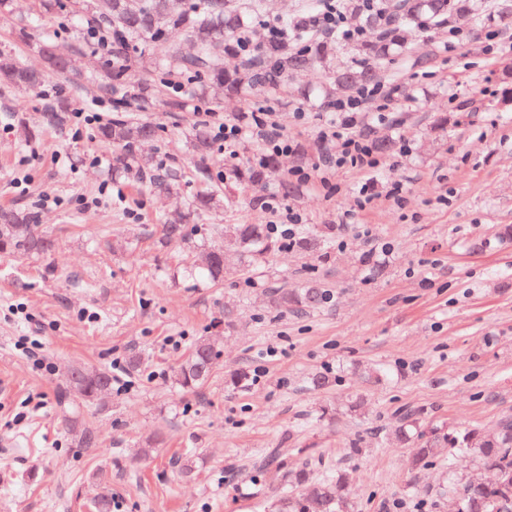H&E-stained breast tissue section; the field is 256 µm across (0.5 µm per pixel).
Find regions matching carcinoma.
<instances>
[{"label": "carcinoma", "mask_w": 512, "mask_h": 512, "mask_svg": "<svg viewBox=\"0 0 512 512\" xmlns=\"http://www.w3.org/2000/svg\"><path fill=\"white\" fill-rule=\"evenodd\" d=\"M171 0H78L93 4L91 16L126 33H139L148 41L165 49L169 72L184 73L226 96L277 92L287 87L288 77L299 70L330 66L336 41L309 38L310 16H294L287 26L293 29L294 40L260 37L255 52L243 54L239 33L249 28L246 13L229 10L224 0H183L178 8ZM349 14L359 18L360 26L379 32L376 39L356 43V57L347 66L336 70L321 85V104L329 105L359 85L382 79L385 64L404 53L407 33L426 30L425 21L440 20L450 14L479 19L483 0H389L388 15L366 8L365 0H345ZM45 68L37 69L16 57L0 53V78L18 90L36 92L44 84L47 71L66 74L75 69V50L44 40L38 44ZM138 64V57L122 53L107 60L102 70L103 86L121 85L124 73ZM154 91L144 86L119 99L117 106L126 112H146L153 105ZM75 101L67 98L48 100L43 109V122L63 127L73 111ZM159 128L149 121L118 118L97 130L99 140L112 147L113 165L117 171H136L148 178V186L159 192L177 193L181 181L175 173L154 175L155 164L150 157L136 152L142 141L158 137ZM188 138L200 162L211 154L212 143L199 129H190ZM278 167V159L270 157L259 165H245L233 172V181L224 187L231 195L238 189L263 187L267 175ZM161 239L178 242L186 239L183 224L160 225ZM55 249L54 241L38 230L36 215L13 209L0 210V252L24 251L48 255ZM282 249L278 238L265 224H226L224 244L208 251L195 272L216 282L224 271L239 269L252 272L263 266ZM330 293L317 281L301 288L274 286L270 293L273 307L284 311H301L327 303ZM221 351L211 337L195 342L187 357L179 364L175 379L184 389L204 384L211 375ZM73 389L88 400L107 395L112 388V375L105 370L75 368L71 372ZM423 424L421 413H403L392 430L395 440H410ZM448 456L466 453L475 461L473 472L454 479L448 495L456 500V512H512V417L500 418L497 429L484 433L477 428L446 433L432 427L420 435V446L411 466L429 467L440 463L442 452ZM264 470L286 479L293 491L279 500L278 512H354L348 498L346 472L328 469L317 475L310 465L295 471L288 469V460L271 457Z\"/></svg>", "instance_id": "carcinoma-1"}]
</instances>
